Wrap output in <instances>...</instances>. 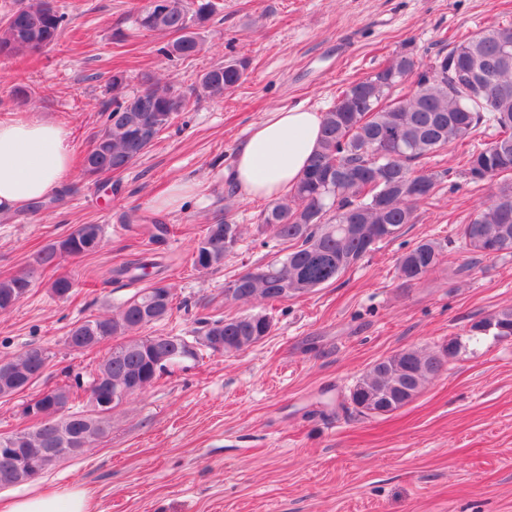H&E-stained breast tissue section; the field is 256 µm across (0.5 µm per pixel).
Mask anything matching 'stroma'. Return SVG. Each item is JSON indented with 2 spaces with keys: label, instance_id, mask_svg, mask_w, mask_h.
Masks as SVG:
<instances>
[{
  "label": "stroma",
  "instance_id": "stroma-1",
  "mask_svg": "<svg viewBox=\"0 0 512 512\" xmlns=\"http://www.w3.org/2000/svg\"><path fill=\"white\" fill-rule=\"evenodd\" d=\"M68 24L58 43L0 59V119L30 113L73 132L83 158L103 129L106 89L125 71L129 91L144 74L165 77L190 100L146 153L119 173L75 169L45 199L0 220V278L25 271L32 255L82 224L104 229L102 248L38 271L28 295L0 316V357L30 346L53 355L24 393L0 398V433L30 426L24 404L85 373L95 353L64 340L84 317L146 287L115 279L135 258L163 257L179 304L151 334L189 336L198 311L241 313L224 299L240 273L272 256L259 227L264 201L232 195L227 173L250 128L269 113L303 105L322 113L351 83L410 50L422 62L483 29L512 22V0H223L196 27L198 55L161 54L171 35L135 27L133 0H55ZM232 55L250 59L244 82L221 99L198 78ZM27 85V100L15 99ZM194 193L179 209L157 208L172 182ZM490 184H442L414 224L380 244L336 283L272 306L270 336L244 352L207 355L174 369L113 410L106 435L27 484L0 489V507L32 492L83 489L95 512H512V336H470L473 323L512 304V256L467 269L459 246L411 287L395 276L398 256L424 238L455 236L493 192ZM229 207L243 236L221 269L200 273L191 251L214 210ZM150 224L172 232L150 240ZM77 283L51 297L59 275ZM457 339L446 369L410 403L363 418L341 404L377 360Z\"/></svg>",
  "mask_w": 512,
  "mask_h": 512
}]
</instances>
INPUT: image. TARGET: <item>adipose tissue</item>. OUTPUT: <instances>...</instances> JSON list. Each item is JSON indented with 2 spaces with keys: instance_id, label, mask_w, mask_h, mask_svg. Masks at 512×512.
<instances>
[{
  "instance_id": "adipose-tissue-1",
  "label": "adipose tissue",
  "mask_w": 512,
  "mask_h": 512,
  "mask_svg": "<svg viewBox=\"0 0 512 512\" xmlns=\"http://www.w3.org/2000/svg\"><path fill=\"white\" fill-rule=\"evenodd\" d=\"M320 123L315 112L284 107L253 126L230 170L241 198L284 196L318 146ZM70 142V130L52 121L25 115L0 120V216L42 200L70 178ZM5 512H93V505L85 491L73 488L20 496Z\"/></svg>"
}]
</instances>
